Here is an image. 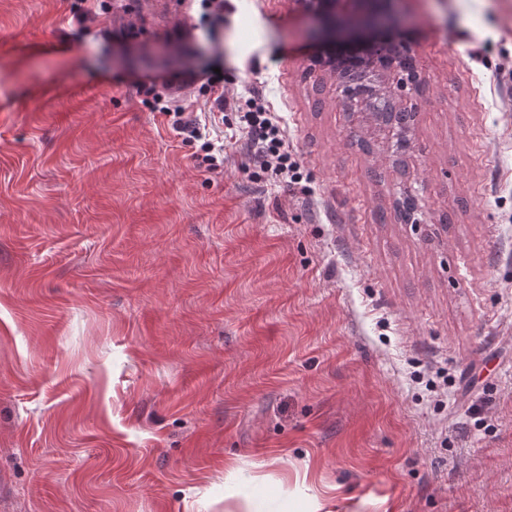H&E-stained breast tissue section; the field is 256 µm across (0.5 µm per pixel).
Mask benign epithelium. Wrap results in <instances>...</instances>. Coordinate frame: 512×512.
I'll return each mask as SVG.
<instances>
[{"label":"benign epithelium","instance_id":"7a95c632","mask_svg":"<svg viewBox=\"0 0 512 512\" xmlns=\"http://www.w3.org/2000/svg\"><path fill=\"white\" fill-rule=\"evenodd\" d=\"M312 15L309 37L325 45L344 42L351 50L338 55L327 49L311 57L312 65L336 76L347 111H359L385 135L393 155L403 156L417 107L401 91L419 80L417 60L401 28V0H298ZM400 219L417 224L419 198L409 191L396 202Z\"/></svg>","mask_w":512,"mask_h":512}]
</instances>
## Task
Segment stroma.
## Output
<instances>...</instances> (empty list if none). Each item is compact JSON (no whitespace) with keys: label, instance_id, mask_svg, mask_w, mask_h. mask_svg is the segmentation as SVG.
<instances>
[{"label":"stroma","instance_id":"1","mask_svg":"<svg viewBox=\"0 0 512 512\" xmlns=\"http://www.w3.org/2000/svg\"><path fill=\"white\" fill-rule=\"evenodd\" d=\"M111 2L0 0V512H512V0H404L402 170L294 0ZM248 110L242 112L241 122L253 144V162L258 175H268L287 179L288 183H298V165L292 154L288 152L284 131L263 106L247 101ZM157 111L162 112L166 116H171V114H173V128L180 133L188 134V139L199 140L202 138V132L200 131V124L197 117L192 118L190 115L185 116V114H192L193 112H185V108H183V106H175L173 109L165 104L159 107ZM200 151L204 154L195 156L200 168L209 173L221 172L224 169V144L216 147L210 141H206L201 145Z\"/></svg>","mask_w":512,"mask_h":512}]
</instances>
